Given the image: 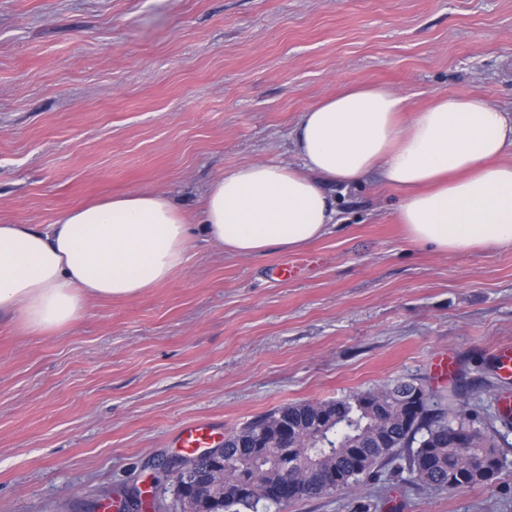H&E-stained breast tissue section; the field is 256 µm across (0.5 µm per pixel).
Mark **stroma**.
<instances>
[{"mask_svg":"<svg viewBox=\"0 0 512 512\" xmlns=\"http://www.w3.org/2000/svg\"><path fill=\"white\" fill-rule=\"evenodd\" d=\"M359 83L410 110L479 95L512 113V0H0V224H51L136 190L195 212L223 172L295 162L300 112ZM403 193H336L339 224L302 248L223 252L191 231L185 265L62 331L0 323V512H89L154 483L143 512H180L163 466L178 430L216 440L289 404L398 380L474 425L512 394V247L445 253L408 240ZM295 260L300 275L277 277ZM449 351L455 372L431 362ZM493 485L410 484L405 459L359 493L370 512H512V428Z\"/></svg>","mask_w":512,"mask_h":512,"instance_id":"1","label":"stroma"}]
</instances>
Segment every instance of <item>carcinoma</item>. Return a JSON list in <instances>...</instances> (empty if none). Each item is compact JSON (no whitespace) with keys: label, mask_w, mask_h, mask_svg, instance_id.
<instances>
[{"label":"carcinoma","mask_w":512,"mask_h":512,"mask_svg":"<svg viewBox=\"0 0 512 512\" xmlns=\"http://www.w3.org/2000/svg\"><path fill=\"white\" fill-rule=\"evenodd\" d=\"M417 388L399 381L353 396L279 407L256 417L224 439V463L199 460L177 478L186 512H259L286 505L275 496L293 479L300 497H315L336 486L349 491L378 467L410 448L413 481L440 490L462 491L489 485L502 471L496 428L472 434L467 415L454 413L423 393L421 409L411 420L409 399Z\"/></svg>","instance_id":"carcinoma-1"}]
</instances>
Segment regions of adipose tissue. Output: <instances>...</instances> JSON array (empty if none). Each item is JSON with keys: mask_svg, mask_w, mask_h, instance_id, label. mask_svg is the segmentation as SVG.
Here are the masks:
<instances>
[{"mask_svg": "<svg viewBox=\"0 0 512 512\" xmlns=\"http://www.w3.org/2000/svg\"><path fill=\"white\" fill-rule=\"evenodd\" d=\"M405 97L356 85L301 112L298 162L257 161L203 194L199 226L225 252L297 249L337 222L333 187L394 186L408 238L443 252L512 246V114L478 96H443L400 115ZM189 215L164 194L133 191L52 224H0V321L61 330L92 298L129 299L186 262Z\"/></svg>", "mask_w": 512, "mask_h": 512, "instance_id": "adipose-tissue-1", "label": "adipose tissue"}]
</instances>
